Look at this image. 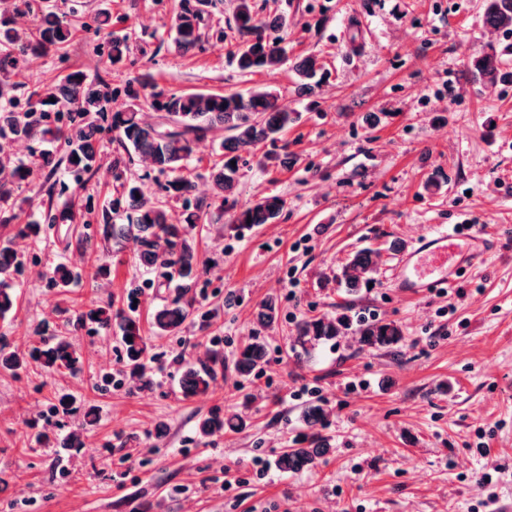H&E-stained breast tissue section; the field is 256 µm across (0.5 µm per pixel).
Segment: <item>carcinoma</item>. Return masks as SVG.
<instances>
[{
    "mask_svg": "<svg viewBox=\"0 0 512 512\" xmlns=\"http://www.w3.org/2000/svg\"><path fill=\"white\" fill-rule=\"evenodd\" d=\"M207 2L179 0L171 28L179 52L185 54L201 46L203 6ZM483 20L488 28L512 35V0H485ZM234 24L243 39L242 48L234 55L239 70L273 71L288 60L281 19L261 21L256 17L252 0H236ZM73 32L64 16L33 0H0V204L5 213L0 222L19 220L25 207L34 206L35 198L22 196L27 188L40 185L48 195V207L41 220L19 224L13 235L0 237V319H6L16 307L13 283L25 266V249L20 242L37 241L45 224L90 226L96 220L103 242L112 243L106 247L109 256L123 250V240L135 241V267L152 275L149 284L153 287L175 292L171 301L156 309L152 326L158 336H176L197 311L196 299L189 295V290L206 269L195 234L202 220L203 202L191 200L194 184L188 169L196 143L210 135L227 133L218 144V160L209 171V205L222 210L228 201L227 194L237 183L238 163L243 154L254 152L262 143L278 141L293 123V111L280 102L279 90L271 86L254 89L246 96L235 92H175L159 87L150 75L144 74L135 80V85L128 86V106L112 112V97L103 90V79L91 80L82 71H72L61 83L41 93L34 91L26 101H21L16 77L25 61L32 55L63 49ZM127 53L129 36L112 35L107 52L109 64L123 63ZM502 55L503 52L490 46L474 57L469 64L474 79L493 86L512 83V72L503 68ZM292 69L300 96L314 94L327 77L313 55L301 58ZM106 135L123 150L107 170L121 191L98 207L89 195L79 209L76 200L103 168L98 143ZM29 140L53 144L55 152L43 153L40 161L28 164L18 156L17 146ZM135 156L147 168L166 177L161 188L165 196L182 201L179 217H174L161 200L148 192L142 181L127 176L125 158ZM61 169L72 177V191L66 198L55 200V188L62 192L67 189L66 184L54 180ZM284 205L285 201L277 195L265 196L242 206L236 212L235 223L244 227L268 224ZM379 258V251L372 248L353 255L342 270L349 293L356 294L373 282ZM43 277L46 287L56 291L63 303L70 286L82 279V273L66 262H58ZM278 314V299L271 297L260 306L257 321L272 328ZM86 320L104 331L117 326L126 367L143 383L152 381L147 367L152 359V345L144 336L138 317L108 304L80 313L77 325ZM349 325L346 315L307 316L297 325L294 343L308 357L316 346L343 335ZM358 333L361 342L371 348H392L403 340L402 329L393 321L362 319ZM39 335L42 346L34 348L28 357L7 350V343L0 340V367L18 370L26 367L31 358L50 371H81L80 354L69 340L47 326ZM266 354V341L252 337L236 352V373L243 379L250 378L261 369ZM214 372V367L205 363L186 369L179 381L182 398L189 400L207 392ZM331 414L332 409L324 403L304 409L302 421L309 433L303 446L286 448L276 457L274 466L278 472L295 475L326 460L332 445L321 428ZM245 426L246 420L238 413L214 411L198 420L196 432L200 438L208 439L227 429Z\"/></svg>",
    "mask_w": 512,
    "mask_h": 512,
    "instance_id": "cac0c4a2",
    "label": "carcinoma"
}]
</instances>
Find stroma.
Masks as SVG:
<instances>
[{
    "instance_id": "35a3bbf8",
    "label": "stroma",
    "mask_w": 512,
    "mask_h": 512,
    "mask_svg": "<svg viewBox=\"0 0 512 512\" xmlns=\"http://www.w3.org/2000/svg\"><path fill=\"white\" fill-rule=\"evenodd\" d=\"M44 3L75 13L83 28L64 54L28 59L24 91L78 69L105 81L117 109L144 73L175 91L272 85L297 120L259 147L287 166L265 170L248 157L223 215L209 213L196 293L218 316L195 314L180 335L151 336L149 388L128 378L116 336L74 325L91 305L127 306L134 243L108 280L72 288L64 313L41 274L65 260L91 265L83 228L55 226L27 250L18 308L0 319V337L26 352L50 323L81 352L83 370L0 369V512H489L512 493V84L491 87L467 69L512 37L484 26V0H254L258 19L285 20L290 62L313 55L328 71L310 97L295 94L290 62L237 69L234 0H216L201 47L188 54L169 42L177 0ZM102 12L110 30L97 28ZM112 32L129 37L116 66L96 50ZM269 195L284 199L280 215L237 229L240 207ZM456 224L481 225L492 255L448 291L400 294L390 281L396 255L417 235ZM366 247L382 255L373 285L348 294L338 275ZM271 295L280 319L264 331L256 314ZM348 306L396 322L403 342L374 349L351 331L297 360L296 322ZM258 330L266 361L245 381L235 353ZM213 351L222 362L210 390L183 399L182 372ZM64 394L76 399L67 412L56 407ZM318 401L333 410L323 430L333 454L280 474L276 455L299 439L301 413ZM217 410L242 412L245 428L200 439L197 420ZM45 425L62 436L83 428V447L39 444Z\"/></svg>"
}]
</instances>
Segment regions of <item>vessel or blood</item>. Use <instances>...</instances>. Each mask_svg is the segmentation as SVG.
<instances>
[{
    "mask_svg": "<svg viewBox=\"0 0 512 512\" xmlns=\"http://www.w3.org/2000/svg\"><path fill=\"white\" fill-rule=\"evenodd\" d=\"M489 250V240L472 225L462 232L426 235L398 255L392 283L410 297L451 288Z\"/></svg>",
    "mask_w": 512,
    "mask_h": 512,
    "instance_id": "1",
    "label": "vessel or blood"
}]
</instances>
